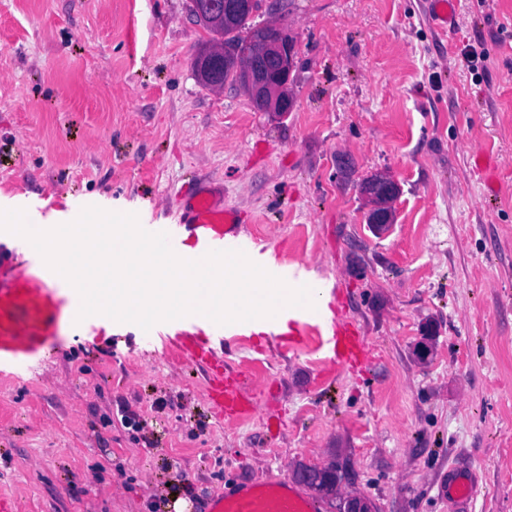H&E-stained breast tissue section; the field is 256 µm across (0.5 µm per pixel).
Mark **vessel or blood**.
I'll return each instance as SVG.
<instances>
[{
	"label": "vessel or blood",
	"mask_w": 512,
	"mask_h": 512,
	"mask_svg": "<svg viewBox=\"0 0 512 512\" xmlns=\"http://www.w3.org/2000/svg\"><path fill=\"white\" fill-rule=\"evenodd\" d=\"M454 7L455 0H428L432 23L447 30ZM162 230L173 251L185 259L202 258L211 250L239 249L249 256L255 250V241L243 234L235 209L209 188L195 189L180 219ZM79 306L78 293L43 261L0 251V365L18 366L53 356L60 336L76 329ZM274 322L280 345L295 346L305 333V322L287 311H280ZM151 333L165 337L192 365L210 367L221 360L214 337L259 336L263 328L249 321L219 325L193 314L158 323ZM329 343L337 363L358 371L369 366L370 346L354 321L334 322ZM208 403L221 414L243 418L253 413L256 398L243 372L212 370ZM472 487L471 478L460 468H449L445 491L450 512H468ZM208 512H320V505L304 486L285 478L226 490L212 499Z\"/></svg>",
	"instance_id": "obj_1"
}]
</instances>
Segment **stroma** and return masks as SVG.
Instances as JSON below:
<instances>
[{"mask_svg": "<svg viewBox=\"0 0 512 512\" xmlns=\"http://www.w3.org/2000/svg\"><path fill=\"white\" fill-rule=\"evenodd\" d=\"M427 2L268 0L253 23L298 51L277 115L199 81L209 35L189 0H0V209L29 196L49 224L84 198L171 224L215 185L260 246L337 297L372 358L336 364L316 323L292 348L228 337L224 364L259 404L230 419L159 337L73 330L54 357L0 369V492L19 512H165L181 473L205 512L226 488L331 465L337 488L310 491L323 512L351 496L448 512L456 463L476 476L469 512H512V0H458L445 32ZM467 45L487 52L477 70ZM375 172L401 186L382 235L359 193Z\"/></svg>", "mask_w": 512, "mask_h": 512, "instance_id": "obj_1", "label": "stroma"}]
</instances>
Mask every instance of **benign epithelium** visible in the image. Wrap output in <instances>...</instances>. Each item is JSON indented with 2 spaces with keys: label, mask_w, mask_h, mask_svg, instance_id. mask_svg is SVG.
Instances as JSON below:
<instances>
[{
  "label": "benign epithelium",
  "mask_w": 512,
  "mask_h": 512,
  "mask_svg": "<svg viewBox=\"0 0 512 512\" xmlns=\"http://www.w3.org/2000/svg\"><path fill=\"white\" fill-rule=\"evenodd\" d=\"M255 11V0H193L191 15L205 30H213L243 11ZM296 46L293 37L282 27L272 25L260 30V36L232 48L216 47L211 53L196 57L194 69L207 75V85L224 88L219 70L234 65L236 85L261 111L283 115L293 110L294 99L288 90L295 68ZM361 193L370 203L366 221L380 232L395 221L394 202L399 197L397 181L384 173H375L361 182ZM317 489L329 491L340 478L330 466L316 467L303 473ZM339 512H375L371 503L358 496L343 501Z\"/></svg>",
  "instance_id": "7a95c632"
}]
</instances>
